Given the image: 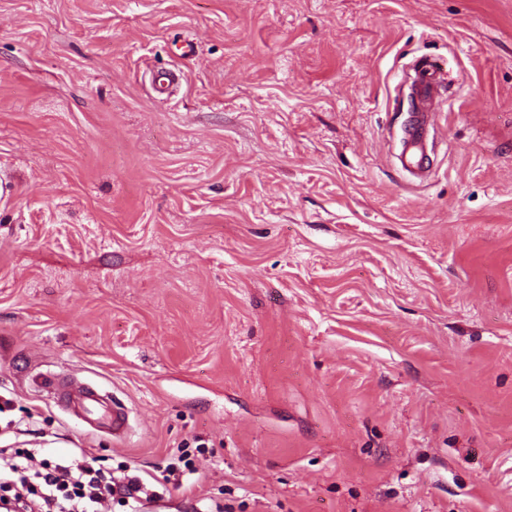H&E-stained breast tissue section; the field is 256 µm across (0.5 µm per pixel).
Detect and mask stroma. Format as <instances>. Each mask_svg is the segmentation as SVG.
<instances>
[{"mask_svg": "<svg viewBox=\"0 0 512 512\" xmlns=\"http://www.w3.org/2000/svg\"><path fill=\"white\" fill-rule=\"evenodd\" d=\"M0 181V448L158 494L105 512H512V0H0ZM416 78L410 95L420 105L419 112H413L409 125L402 137V153L399 157L401 169L414 181L423 182L431 174L427 166L429 153L436 147L435 137L429 138V129H434L435 112L431 110L432 99L437 88L448 81V69L443 58L424 57L414 63ZM42 385L52 399L91 428H105L113 440L124 441L130 434L125 407L95 386L78 382L61 373H46Z\"/></svg>", "mask_w": 512, "mask_h": 512, "instance_id": "1", "label": "stroma"}]
</instances>
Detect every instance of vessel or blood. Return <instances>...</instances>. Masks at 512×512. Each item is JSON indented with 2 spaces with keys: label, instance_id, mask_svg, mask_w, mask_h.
Returning a JSON list of instances; mask_svg holds the SVG:
<instances>
[{
  "label": "vessel or blood",
  "instance_id": "obj_1",
  "mask_svg": "<svg viewBox=\"0 0 512 512\" xmlns=\"http://www.w3.org/2000/svg\"><path fill=\"white\" fill-rule=\"evenodd\" d=\"M414 70L416 78L411 94L420 108L412 114L404 131L399 162L411 180L422 182L431 174L427 160L436 147L435 140L429 137V130L434 126L432 99L437 88L447 82L448 69L444 59L424 57L415 61ZM42 385L59 406L87 426L107 429L117 441L128 438V413L109 393L61 373L44 374Z\"/></svg>",
  "mask_w": 512,
  "mask_h": 512
}]
</instances>
